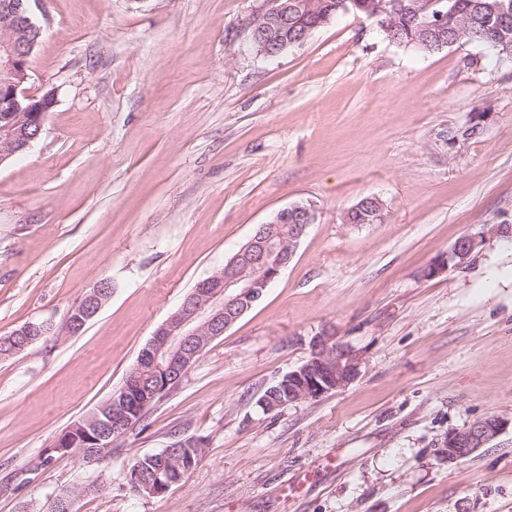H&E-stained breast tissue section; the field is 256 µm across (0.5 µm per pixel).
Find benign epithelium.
Instances as JSON below:
<instances>
[{"instance_id": "obj_1", "label": "benign epithelium", "mask_w": 512, "mask_h": 512, "mask_svg": "<svg viewBox=\"0 0 512 512\" xmlns=\"http://www.w3.org/2000/svg\"><path fill=\"white\" fill-rule=\"evenodd\" d=\"M39 0H0V112L9 116L0 125V165L29 148L38 139L45 118L54 106V95L31 94L25 88L29 79L30 58L38 44L41 27L34 20L33 7ZM400 8L389 0L373 9L359 8V13L375 21L384 34ZM411 10L423 18L421 39L439 35L448 28V16L456 7H444L443 0H412ZM318 11V0H269V6L250 24V42L256 54L276 58L288 47L284 33L288 25ZM373 210L375 220H383L382 203L374 196L357 202L351 211ZM317 219L310 202H295L278 210L267 222L224 262V268L199 282L179 307L155 330L141 352L142 369L131 374L128 386L142 388L143 370L164 374L169 380L186 373L212 340L224 335L266 293L287 266L307 229ZM480 240L465 236L453 246L451 259L461 264L479 247ZM99 282L71 310L61 326L60 335L72 336L75 328L93 317L108 297ZM360 372L359 357L331 336H319L309 360L288 372L289 399L293 402L318 399L348 386ZM134 420L123 413L112 415V404L91 413L87 425H76L84 436L92 437L95 451L87 454L94 463L112 445L132 429ZM503 422L486 417L472 425L448 432V463L469 457L478 448L497 437Z\"/></svg>"}]
</instances>
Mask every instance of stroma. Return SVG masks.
Wrapping results in <instances>:
<instances>
[{"mask_svg": "<svg viewBox=\"0 0 512 512\" xmlns=\"http://www.w3.org/2000/svg\"><path fill=\"white\" fill-rule=\"evenodd\" d=\"M267 0H43L28 92L55 105L0 165V336H76L0 361V512H512V62L464 43L422 53L351 14L265 59ZM378 197L386 219L347 224ZM318 214L262 300L145 421L91 466L22 473L118 389L157 327L257 225ZM464 236L471 257L436 276ZM329 334L361 360L347 387L266 412L265 389ZM505 429L452 464L451 430ZM200 443L187 479L134 493L130 461ZM102 288H105V282L100 281L89 293L83 298L84 302L78 304L71 310L66 321L61 326L60 336L51 335L56 340L60 337L72 336L75 334V328L86 324L87 320L92 318L100 308L105 304L109 297H106ZM95 313L92 314L93 310Z\"/></svg>", "mask_w": 512, "mask_h": 512, "instance_id": "1", "label": "stroma"}]
</instances>
